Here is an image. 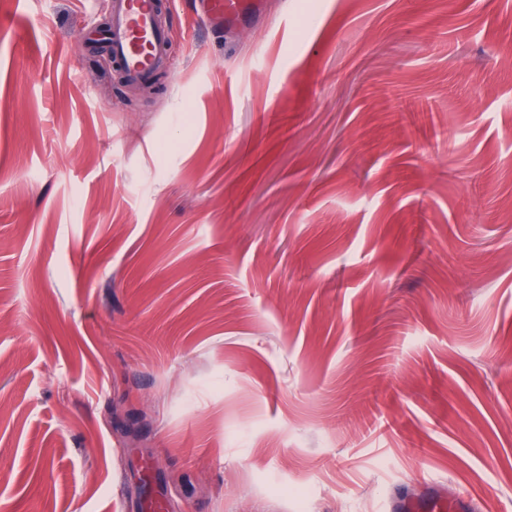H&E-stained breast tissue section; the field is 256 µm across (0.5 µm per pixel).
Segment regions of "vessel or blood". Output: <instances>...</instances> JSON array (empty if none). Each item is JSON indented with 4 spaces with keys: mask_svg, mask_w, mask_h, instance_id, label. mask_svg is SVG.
<instances>
[{
    "mask_svg": "<svg viewBox=\"0 0 512 512\" xmlns=\"http://www.w3.org/2000/svg\"><path fill=\"white\" fill-rule=\"evenodd\" d=\"M175 0H112L107 30L112 60L125 79L143 82L169 57L168 39L160 16L175 12ZM264 0H198L197 14L210 28L221 31L262 18ZM401 512H472L471 500L459 495L443 499L433 487L402 499Z\"/></svg>",
    "mask_w": 512,
    "mask_h": 512,
    "instance_id": "vessel-or-blood-1",
    "label": "vessel or blood"
}]
</instances>
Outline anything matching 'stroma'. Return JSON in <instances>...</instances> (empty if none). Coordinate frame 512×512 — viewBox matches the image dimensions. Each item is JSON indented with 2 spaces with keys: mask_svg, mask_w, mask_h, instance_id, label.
Wrapping results in <instances>:
<instances>
[{
  "mask_svg": "<svg viewBox=\"0 0 512 512\" xmlns=\"http://www.w3.org/2000/svg\"><path fill=\"white\" fill-rule=\"evenodd\" d=\"M0 0V512H512V0ZM175 0H113L107 30L112 60L125 79L143 82L169 57L160 15L174 13ZM197 14L210 28L222 31L262 18L264 0H198ZM400 510L403 512H471V500L464 494L451 501L437 494L432 485L424 486L420 494L403 498Z\"/></svg>",
  "mask_w": 512,
  "mask_h": 512,
  "instance_id": "stroma-1",
  "label": "stroma"
}]
</instances>
